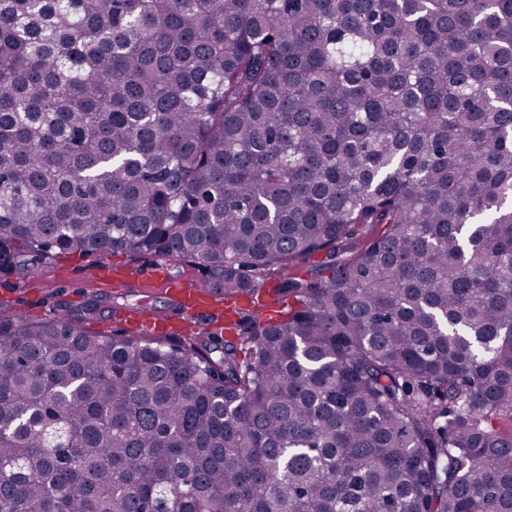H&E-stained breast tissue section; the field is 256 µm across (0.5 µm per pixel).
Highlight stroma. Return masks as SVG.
I'll return each mask as SVG.
<instances>
[{
    "instance_id": "1",
    "label": "stroma",
    "mask_w": 512,
    "mask_h": 512,
    "mask_svg": "<svg viewBox=\"0 0 512 512\" xmlns=\"http://www.w3.org/2000/svg\"><path fill=\"white\" fill-rule=\"evenodd\" d=\"M106 265L118 272L128 287L121 292L113 287L104 289V296H122L127 305L145 302L148 314L173 321L178 318L177 310L161 281L152 278V271L160 267L166 276L186 277L197 283L205 278L198 268L177 266L161 257L118 253L102 263L74 254L39 263L27 272L0 273V315L37 320L60 309L79 310L90 295L89 282L95 281Z\"/></svg>"
}]
</instances>
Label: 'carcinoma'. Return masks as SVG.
I'll use <instances>...</instances> for the list:
<instances>
[{"label":"carcinoma","mask_w":512,"mask_h":512,"mask_svg":"<svg viewBox=\"0 0 512 512\" xmlns=\"http://www.w3.org/2000/svg\"><path fill=\"white\" fill-rule=\"evenodd\" d=\"M115 252L288 311L0 317V512H512V0H0V270Z\"/></svg>","instance_id":"carcinoma-1"}]
</instances>
